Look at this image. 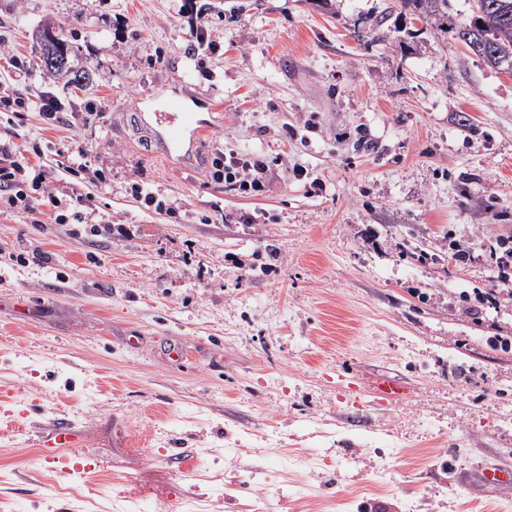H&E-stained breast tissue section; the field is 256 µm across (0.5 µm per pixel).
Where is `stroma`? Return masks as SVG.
Instances as JSON below:
<instances>
[{
    "label": "stroma",
    "instance_id": "1",
    "mask_svg": "<svg viewBox=\"0 0 512 512\" xmlns=\"http://www.w3.org/2000/svg\"><path fill=\"white\" fill-rule=\"evenodd\" d=\"M48 22L83 87L37 65ZM0 37V84L79 116L0 125L56 173L42 211L73 189L113 226L0 212V512H98L103 487L144 512H512L474 473L512 467V295L471 301L512 237V75L396 0H0ZM172 101L206 156L263 153L268 190L164 152ZM386 376L406 395L376 401ZM60 419L92 471L30 462Z\"/></svg>",
    "mask_w": 512,
    "mask_h": 512
}]
</instances>
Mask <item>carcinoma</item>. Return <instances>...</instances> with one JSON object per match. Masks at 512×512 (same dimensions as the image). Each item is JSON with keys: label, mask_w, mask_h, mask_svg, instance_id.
I'll use <instances>...</instances> for the list:
<instances>
[{"label": "carcinoma", "mask_w": 512, "mask_h": 512, "mask_svg": "<svg viewBox=\"0 0 512 512\" xmlns=\"http://www.w3.org/2000/svg\"><path fill=\"white\" fill-rule=\"evenodd\" d=\"M414 18L448 34L487 65L512 74V0H478L469 19L457 21L448 14V0H400ZM71 47L49 26L43 31L40 61L46 70H69Z\"/></svg>", "instance_id": "cac0c4a2"}]
</instances>
